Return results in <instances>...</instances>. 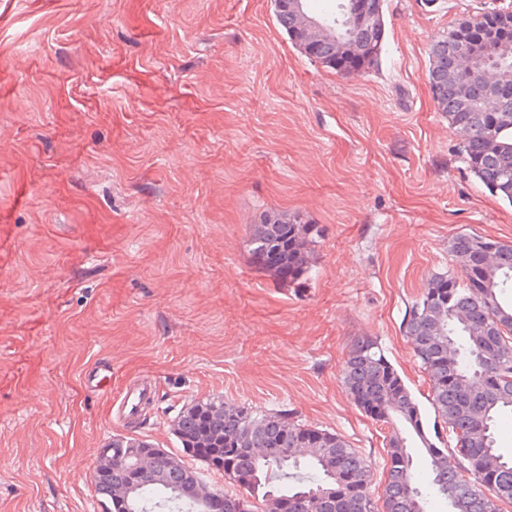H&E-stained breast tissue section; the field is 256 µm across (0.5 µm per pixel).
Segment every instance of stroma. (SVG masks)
I'll list each match as a JSON object with an SVG mask.
<instances>
[{
  "instance_id": "stroma-1",
  "label": "stroma",
  "mask_w": 512,
  "mask_h": 512,
  "mask_svg": "<svg viewBox=\"0 0 512 512\" xmlns=\"http://www.w3.org/2000/svg\"><path fill=\"white\" fill-rule=\"evenodd\" d=\"M496 4L385 0L378 65L344 76L272 0H0V512H104L101 448L178 452L177 413L217 396L345 438L380 491L350 345L376 338L426 400L408 304L456 235L512 243L428 80L439 34ZM272 212L321 230L300 282L248 251Z\"/></svg>"
}]
</instances>
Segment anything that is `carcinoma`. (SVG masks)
I'll list each match as a JSON object with an SVG mask.
<instances>
[{"instance_id": "carcinoma-1", "label": "carcinoma", "mask_w": 512, "mask_h": 512, "mask_svg": "<svg viewBox=\"0 0 512 512\" xmlns=\"http://www.w3.org/2000/svg\"><path fill=\"white\" fill-rule=\"evenodd\" d=\"M323 16L335 31H313L305 15L288 11L278 24L296 42L310 41L318 58L336 56L341 6ZM486 14L467 16L430 47L429 87L434 103L459 134L461 161L493 196L512 203V29L487 27ZM472 41L482 63H454L457 39ZM367 67L377 64L384 41L358 33ZM498 97L490 111L484 98ZM271 227L258 225L249 252L263 271L295 280L308 268V246L318 228L286 215H269ZM288 226V257L281 264L262 259L256 244ZM460 272L432 276L406 309L405 336L430 387L427 411L384 354L377 339L358 336L343 363L342 375L354 402L387 429L383 447L387 473L381 493L370 490L367 460L344 438L310 427L294 414L269 413L251 406H228L217 398L197 402V411L178 414L182 437L197 452L211 456L240 448L224 478L244 490H219L224 502H243L245 512L273 495L288 501V512H320L313 494L332 490L328 512H433L441 498L451 512H502L512 503V457L496 446V424L512 416V244L477 233L459 234L450 244ZM459 469H448L447 451ZM425 461L417 465L416 456ZM137 484L128 512H201L180 498L181 472L164 459L129 475Z\"/></svg>"}]
</instances>
